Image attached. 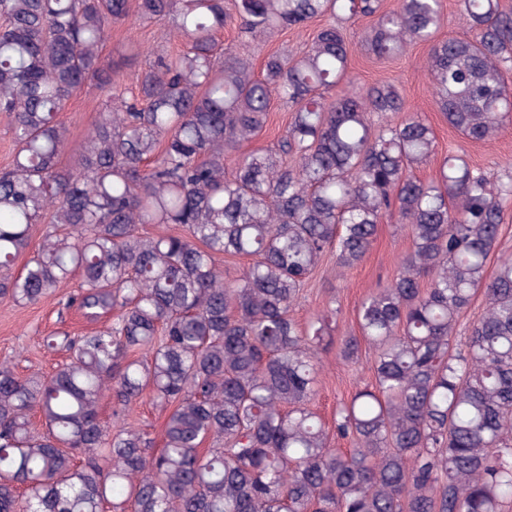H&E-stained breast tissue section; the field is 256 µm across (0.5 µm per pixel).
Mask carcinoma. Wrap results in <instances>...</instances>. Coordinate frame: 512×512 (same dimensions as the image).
<instances>
[{
	"label": "carcinoma",
	"instance_id": "1",
	"mask_svg": "<svg viewBox=\"0 0 512 512\" xmlns=\"http://www.w3.org/2000/svg\"><path fill=\"white\" fill-rule=\"evenodd\" d=\"M130 2L0 0V112L17 146L0 170V299L35 305L77 275L85 314H115L46 337L70 352L50 373L0 364V512H502L512 259L497 251L512 175L493 183L448 154L434 179L418 178L432 129L396 85L352 88L342 24L374 19L365 44L379 58L431 43L439 109L486 141L512 116V11L460 0L469 36L440 38L442 0L388 12L381 0H233L231 13L224 0ZM133 12L171 21L185 49L156 55L130 99L100 48ZM321 17L331 23L302 50L269 55L258 76L218 47L229 22L257 39ZM87 84L112 99L64 166L59 115ZM274 93L291 109L285 133L232 157ZM389 211L412 247L359 307L374 383L336 412L352 447L332 448L310 404L335 310L306 323L290 311L326 257L341 269L363 260ZM222 258L250 262L226 281ZM479 288L485 310L459 341ZM106 396L110 426L98 417ZM145 396L168 408L160 448L129 422Z\"/></svg>",
	"mask_w": 512,
	"mask_h": 512
}]
</instances>
